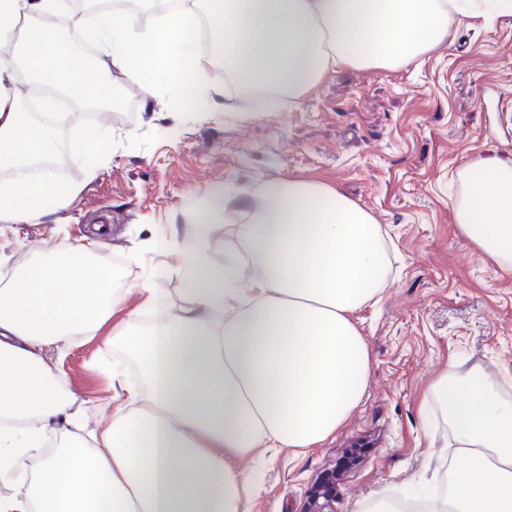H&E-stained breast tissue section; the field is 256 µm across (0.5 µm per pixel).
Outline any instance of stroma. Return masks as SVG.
Instances as JSON below:
<instances>
[{
    "mask_svg": "<svg viewBox=\"0 0 512 512\" xmlns=\"http://www.w3.org/2000/svg\"><path fill=\"white\" fill-rule=\"evenodd\" d=\"M454 40L408 67L326 73L300 102L274 95L263 110L238 102V116L177 107L163 86L135 71L116 82L130 108L95 122L112 132L114 157L94 178L69 158L79 187L71 207L45 224L0 229V278L26 248L67 253L97 224L109 231L98 260L117 267L136 310L137 283L156 279L186 298L176 254L153 243L187 232L206 189L254 193L265 181L313 179L339 188L382 224L392 271L381 299L356 315L373 359L367 390L336 435L292 455L256 449L260 471L250 512H302L311 486L350 448L364 449L337 487L338 512L398 494L432 496L448 478V421L424 395L440 376H489L488 392L512 405V275L500 273L456 227L452 201L466 163L512 157V9L450 17ZM124 354L100 339L76 342L50 364L63 389L83 401L72 436L88 438L112 411L109 373Z\"/></svg>",
    "mask_w": 512,
    "mask_h": 512,
    "instance_id": "stroma-1",
    "label": "stroma"
}]
</instances>
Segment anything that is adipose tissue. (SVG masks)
Here are the masks:
<instances>
[{
    "mask_svg": "<svg viewBox=\"0 0 512 512\" xmlns=\"http://www.w3.org/2000/svg\"><path fill=\"white\" fill-rule=\"evenodd\" d=\"M129 0L72 20L57 34L61 0H0V224H40L71 205L77 187L29 161L54 144L52 126L17 109V64L42 85L81 86V45L93 41L95 70L140 66L172 97L195 99L204 114L229 112L235 93L256 83L297 101L333 66L392 69L447 43L449 14L467 0H184L156 10L142 27ZM208 25L209 78L196 37ZM87 177L112 159L104 129L70 144ZM456 224L500 270L512 272V158L488 156L465 167ZM190 235L157 241L178 250L187 298L175 304L155 283L138 286L147 325L129 317L112 330L137 369L111 376L112 418L90 440L46 453L47 433L78 416L79 396L62 390L48 354L75 336H96L120 312L118 273L92 246L68 256L35 251L0 282V512H245L253 478L238 467L257 448L296 453L334 436L359 405L371 353L353 315L387 277L385 232L338 189L315 181H268L250 197L215 186ZM233 220L235 255L209 259L221 219ZM426 400L445 409L449 445L468 465L449 466L448 494L430 512H512V407L490 400L487 374L453 385L440 376Z\"/></svg>",
    "mask_w": 512,
    "mask_h": 512,
    "instance_id": "obj_1",
    "label": "adipose tissue"
}]
</instances>
